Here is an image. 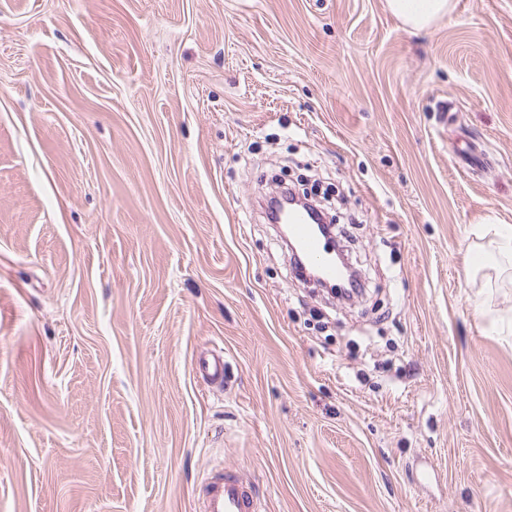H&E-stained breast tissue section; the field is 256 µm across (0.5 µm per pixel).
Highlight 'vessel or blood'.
Instances as JSON below:
<instances>
[{"label":"vessel or blood","mask_w":512,"mask_h":512,"mask_svg":"<svg viewBox=\"0 0 512 512\" xmlns=\"http://www.w3.org/2000/svg\"><path fill=\"white\" fill-rule=\"evenodd\" d=\"M292 234L305 254L319 264L331 279L339 272L327 254L326 245L302 215L289 216ZM195 372L208 386L224 384V354L214 350L195 361ZM201 512H262L261 501L252 481L238 471L215 469L210 472L200 489Z\"/></svg>","instance_id":"1"}]
</instances>
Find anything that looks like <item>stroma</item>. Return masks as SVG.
<instances>
[{"mask_svg":"<svg viewBox=\"0 0 512 512\" xmlns=\"http://www.w3.org/2000/svg\"><path fill=\"white\" fill-rule=\"evenodd\" d=\"M317 179L350 304L266 224ZM512 0H0V512H512ZM224 350V384L192 368ZM390 12L412 29H425L452 11L451 0H386ZM494 222V218L489 217L485 227L478 232L481 237L491 235V238L487 245H480L482 251L475 253L470 269L473 272L484 269L506 272L512 283V226ZM200 495L202 512H262L254 483L237 470H212Z\"/></svg>","mask_w":512,"mask_h":512,"instance_id":"35a3bbf8","label":"stroma"}]
</instances>
